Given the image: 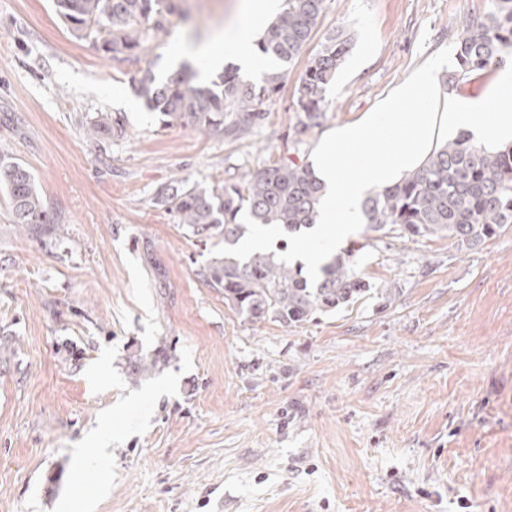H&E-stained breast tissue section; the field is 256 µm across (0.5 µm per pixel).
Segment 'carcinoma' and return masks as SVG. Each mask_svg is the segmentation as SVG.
<instances>
[{"instance_id": "obj_1", "label": "carcinoma", "mask_w": 512, "mask_h": 512, "mask_svg": "<svg viewBox=\"0 0 512 512\" xmlns=\"http://www.w3.org/2000/svg\"><path fill=\"white\" fill-rule=\"evenodd\" d=\"M325 2L286 0L284 14L257 42L261 55L280 64L264 74L260 87L244 83L231 68L206 83L188 65L164 79L156 78L148 67L138 79L140 96L164 123L185 121L200 132L227 136L248 131L262 118L255 103L278 92L288 66L311 41ZM54 6L73 37L94 39L112 59L141 52L149 38L165 30L166 16L176 9L175 0H54ZM350 47V35L338 31L310 58L295 87L293 148L323 125L327 90ZM507 49L512 50V0H489V9L466 22L455 45V69L448 74V86L457 87L500 65ZM122 130V122L106 113L89 128L92 135ZM0 187L8 198L11 223L26 226L37 236L44 225L60 223L46 206L33 173L5 153L0 154ZM154 200L192 234L224 236V256L211 260L204 278L224 290V303L251 323L295 326L348 307L371 290L369 281L354 270L353 249L330 259L315 282L303 265L292 267L272 253H236L235 246L248 230L241 222L244 215L254 224L290 233L316 223L322 189L308 165L266 164L238 181L212 187L176 179L158 187ZM363 211L369 231L409 239L444 234L461 246H478L512 224V146L487 150L462 132L400 182L368 197Z\"/></svg>"}]
</instances>
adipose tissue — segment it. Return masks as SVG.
Wrapping results in <instances>:
<instances>
[{
	"instance_id": "ef3b65f1",
	"label": "adipose tissue",
	"mask_w": 512,
	"mask_h": 512,
	"mask_svg": "<svg viewBox=\"0 0 512 512\" xmlns=\"http://www.w3.org/2000/svg\"><path fill=\"white\" fill-rule=\"evenodd\" d=\"M281 5L282 0H246V29L229 32L220 47L182 49L181 57L204 60L210 72L229 59L247 70H259L252 44ZM459 132L490 149L512 145L511 67L500 70L483 95L464 100L442 89L435 66H420L373 111L323 136L310 159L323 186L318 225L297 239L294 259L319 269L364 223L367 197L419 168L441 141Z\"/></svg>"
}]
</instances>
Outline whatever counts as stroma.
Returning <instances> with one entry per match:
<instances>
[{
	"label": "stroma",
	"mask_w": 512,
	"mask_h": 512,
	"mask_svg": "<svg viewBox=\"0 0 512 512\" xmlns=\"http://www.w3.org/2000/svg\"><path fill=\"white\" fill-rule=\"evenodd\" d=\"M178 5L117 61L52 0H0V150L65 226L49 245L20 233L0 190V512H83L99 480L95 512H512V225L475 247L357 230L374 294L284 327L234 313L202 277L223 238L153 200L176 176L308 162L416 66L447 77L487 0H326L314 43H353L298 150L304 56L240 137L146 108L142 69L171 74L177 46L248 23L243 0ZM101 112L121 136L88 137Z\"/></svg>",
	"instance_id": "35a3bbf8"
}]
</instances>
